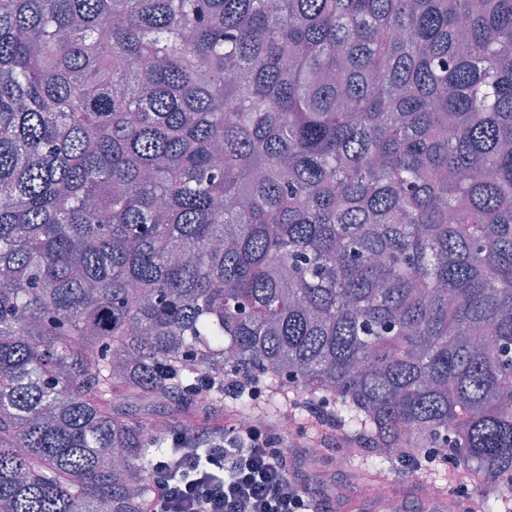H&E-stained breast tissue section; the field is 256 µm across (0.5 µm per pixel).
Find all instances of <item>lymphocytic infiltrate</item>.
<instances>
[{"mask_svg":"<svg viewBox=\"0 0 512 512\" xmlns=\"http://www.w3.org/2000/svg\"><path fill=\"white\" fill-rule=\"evenodd\" d=\"M205 456L184 451L152 466L155 491L144 512H336L335 499L297 470L276 428L256 417L224 428L223 442L200 429Z\"/></svg>","mask_w":512,"mask_h":512,"instance_id":"obj_1","label":"lymphocytic infiltrate"}]
</instances>
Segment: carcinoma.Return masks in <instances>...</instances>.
I'll return each instance as SVG.
<instances>
[{"instance_id": "1", "label": "carcinoma", "mask_w": 512, "mask_h": 512, "mask_svg": "<svg viewBox=\"0 0 512 512\" xmlns=\"http://www.w3.org/2000/svg\"><path fill=\"white\" fill-rule=\"evenodd\" d=\"M232 381L512 512V0H0V512H140Z\"/></svg>"}]
</instances>
